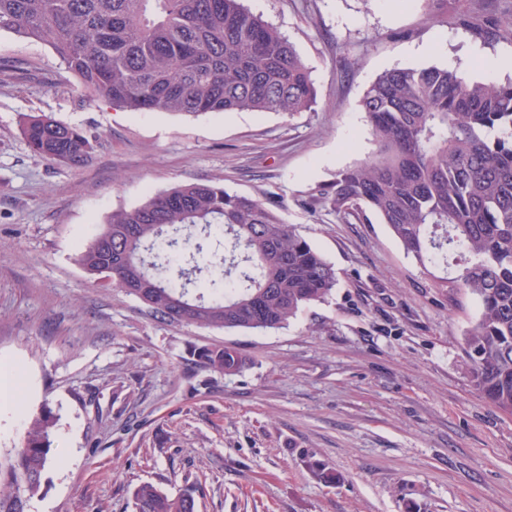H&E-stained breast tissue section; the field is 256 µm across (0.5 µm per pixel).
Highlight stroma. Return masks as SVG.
Instances as JSON below:
<instances>
[{
    "label": "stroma",
    "instance_id": "obj_1",
    "mask_svg": "<svg viewBox=\"0 0 512 512\" xmlns=\"http://www.w3.org/2000/svg\"><path fill=\"white\" fill-rule=\"evenodd\" d=\"M310 68L312 110L184 116L83 103L47 46L0 32V451L29 417H57L45 484L28 512H132L143 483L197 492L199 512H512V414L475 391L463 335L476 300L449 293L386 225L341 216L313 189L374 153L360 101L392 68L488 76L512 43L461 24L512 19V0H245ZM46 114L95 140L73 168L20 133ZM189 182L273 203L339 284L265 331L157 320L75 257L113 210ZM250 358L224 375L195 349ZM333 469L325 484L304 467Z\"/></svg>",
    "mask_w": 512,
    "mask_h": 512
}]
</instances>
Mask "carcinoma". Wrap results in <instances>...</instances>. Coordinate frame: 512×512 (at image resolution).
<instances>
[{
  "mask_svg": "<svg viewBox=\"0 0 512 512\" xmlns=\"http://www.w3.org/2000/svg\"><path fill=\"white\" fill-rule=\"evenodd\" d=\"M476 26L512 42V20ZM1 31L50 47L81 100L114 109L291 116L316 103L293 45L242 0H0ZM361 109L376 152L312 199L338 214H373L406 254L443 271L436 287L477 300L464 336L469 379L512 413V81L394 68L367 88ZM20 131L50 162L77 167L94 150L84 131L47 115L25 117ZM76 261L157 318L217 329L281 327L338 285L334 266L274 207L215 183H184L112 211ZM197 357L226 375L249 363L224 345ZM55 423L50 410L31 417L20 446L0 452V512H28L21 498L41 491ZM306 467L326 484L338 480L316 460ZM193 499L190 489L152 483L132 492L133 512H193Z\"/></svg>",
  "mask_w": 512,
  "mask_h": 512,
  "instance_id": "cac0c4a2",
  "label": "carcinoma"
}]
</instances>
